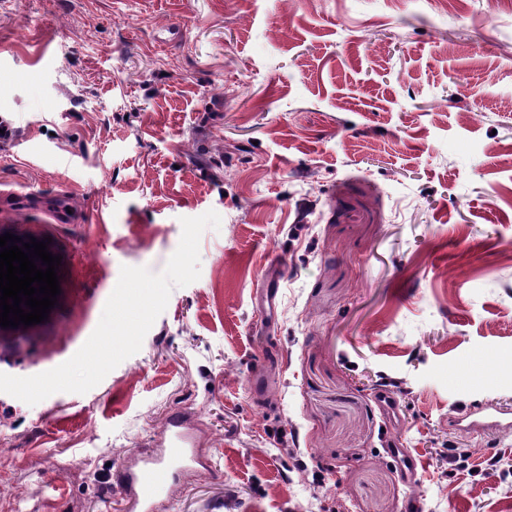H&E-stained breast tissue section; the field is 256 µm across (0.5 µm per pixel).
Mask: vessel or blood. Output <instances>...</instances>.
<instances>
[{"label": "vessel or blood", "instance_id": "b4317fda", "mask_svg": "<svg viewBox=\"0 0 512 512\" xmlns=\"http://www.w3.org/2000/svg\"><path fill=\"white\" fill-rule=\"evenodd\" d=\"M451 426L506 431L512 429V412L494 406L469 409L452 417ZM197 430L198 424L191 416L175 414L167 434L148 443L146 450L121 469L120 512H155L159 488L178 480L189 466L201 464Z\"/></svg>", "mask_w": 512, "mask_h": 512}]
</instances>
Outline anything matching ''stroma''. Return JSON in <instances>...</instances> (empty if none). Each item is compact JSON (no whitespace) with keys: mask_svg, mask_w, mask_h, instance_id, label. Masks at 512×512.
Wrapping results in <instances>:
<instances>
[{"mask_svg":"<svg viewBox=\"0 0 512 512\" xmlns=\"http://www.w3.org/2000/svg\"><path fill=\"white\" fill-rule=\"evenodd\" d=\"M0 124V232L62 258L0 373L67 361L122 266L221 218L97 386L0 393V512H117L185 410L212 471L159 512H512V432L448 426L512 409V0H0Z\"/></svg>","mask_w":512,"mask_h":512,"instance_id":"1","label":"stroma"}]
</instances>
